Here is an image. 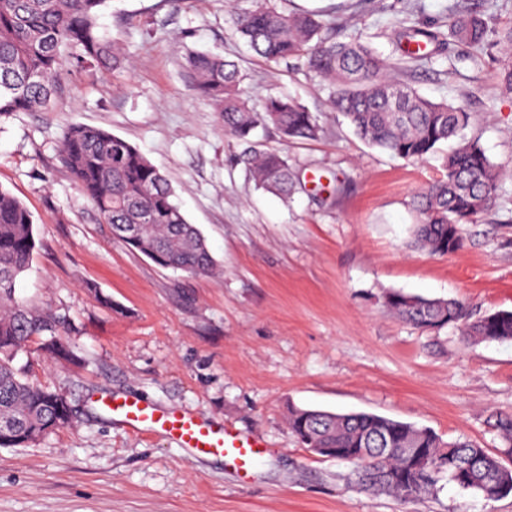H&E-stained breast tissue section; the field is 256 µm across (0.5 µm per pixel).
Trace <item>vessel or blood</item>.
I'll return each instance as SVG.
<instances>
[{
  "instance_id": "obj_1",
  "label": "vessel or blood",
  "mask_w": 512,
  "mask_h": 512,
  "mask_svg": "<svg viewBox=\"0 0 512 512\" xmlns=\"http://www.w3.org/2000/svg\"><path fill=\"white\" fill-rule=\"evenodd\" d=\"M102 405L131 430L164 434L196 459L223 457L246 476L251 475L255 460L264 452L258 437L242 435L199 416L164 411L144 399L112 397Z\"/></svg>"
}]
</instances>
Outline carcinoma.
<instances>
[{"instance_id": "carcinoma-1", "label": "carcinoma", "mask_w": 512, "mask_h": 512, "mask_svg": "<svg viewBox=\"0 0 512 512\" xmlns=\"http://www.w3.org/2000/svg\"><path fill=\"white\" fill-rule=\"evenodd\" d=\"M107 0H0V116L43 112L58 91L64 71L63 50L75 49L80 68L114 74L125 68L119 43L100 31L98 19ZM236 31L255 56L269 63L303 59L333 87L330 108L342 114L367 145L407 160H424L438 146H455L443 160L444 174L411 201L416 224L414 246L447 255L448 225L469 224L498 200L499 173L485 151L464 130L471 114L460 106L422 98L400 77L402 59L382 58L359 40H333L329 23L312 13L285 14L269 0L235 16ZM453 40L465 47L481 45L485 19L460 14L449 24ZM185 68L197 93L209 100L224 132L248 140L261 123L291 140H315L321 128L297 100L270 95L256 111L242 88L239 66L220 55L192 51ZM60 157L83 196L112 225L115 237L164 268L194 275L212 271L213 260L195 225L174 200L166 176L136 147L99 127L77 124L60 145ZM255 181L286 198L296 186L288 157L276 150H254L246 158ZM34 217L9 191L0 188V447L25 448L68 425L67 398L14 366L32 336L61 358L71 356L60 342L65 318L25 308L15 298V282L36 247ZM386 307L422 330L438 323L462 326L474 342L512 339V311L499 310L476 320L455 299H430L398 291L388 293ZM288 425L304 448H372L365 457L348 459L374 491L404 500L429 494L446 479L460 490L487 500L504 497L497 472L502 460L466 440L442 442L426 428L370 413L337 414L297 409ZM410 448H422L414 458ZM480 453L473 478L454 475L453 457Z\"/></svg>"}]
</instances>
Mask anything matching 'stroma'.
<instances>
[{"mask_svg": "<svg viewBox=\"0 0 512 512\" xmlns=\"http://www.w3.org/2000/svg\"><path fill=\"white\" fill-rule=\"evenodd\" d=\"M327 15L335 38H360L404 58L400 33L434 32L432 61L403 78L427 99L468 110V137L498 168L494 208L462 225L456 252L411 245L412 194L442 161H406L367 146L328 108L331 88L304 62L269 64L234 31L249 0H108L102 31L127 69L67 67L45 112L0 117V187L35 219L36 250L15 295L66 320L72 356L49 358L32 337L16 366L67 396L71 424L27 448H0V512H512L441 482L404 502L365 489L353 464L311 454L288 427L291 409L366 412L467 439L512 468L497 423L512 416V340L467 341L459 326L424 331L385 305L388 292L463 300L473 317L512 310V94L496 74L495 41L475 50L448 36L452 18L481 12L512 25V0H271ZM237 63L253 103L297 99L322 128L284 141L271 126L250 141L225 134L193 89L184 50ZM74 124L135 145L165 173L204 236L212 273L190 275L130 251L102 223L59 157ZM282 151L303 185L281 198L257 187L243 156ZM137 396L262 438L242 479L222 457L193 459L158 433L135 432L99 404Z\"/></svg>", "mask_w": 512, "mask_h": 512, "instance_id": "stroma-1", "label": "stroma"}]
</instances>
